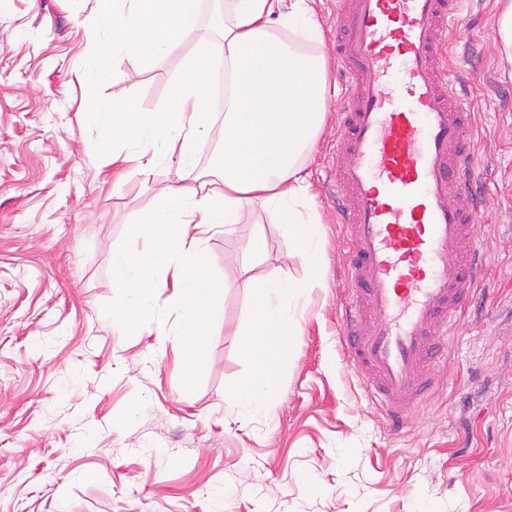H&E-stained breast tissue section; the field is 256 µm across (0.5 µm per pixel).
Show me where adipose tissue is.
<instances>
[{
	"label": "adipose tissue",
	"instance_id": "obj_1",
	"mask_svg": "<svg viewBox=\"0 0 512 512\" xmlns=\"http://www.w3.org/2000/svg\"><path fill=\"white\" fill-rule=\"evenodd\" d=\"M315 0H225L218 39L199 38L173 74L167 106L140 111L121 99L97 108L92 117L104 127L122 112L137 123L118 129L123 142L117 162L148 169L159 155L184 170L198 164V143L213 123L215 109L207 61L219 58L232 78L224 97V136L214 159L219 180L164 188L158 204L140 224L136 240L114 254L112 275L122 301L112 327L125 329L132 317L152 314L156 289L174 287L182 300L179 334L185 363H193L207 339L208 320L220 313L224 283L210 271L203 245L210 233H234L246 205L259 201L280 208L283 234L301 257L315 263L317 241L304 157L325 119L327 57L310 53L278 36L285 29L322 43ZM100 36L88 61L87 76L99 79L108 60L135 57L157 62L174 53L193 29L198 0H97ZM302 282L270 279L260 283L245 346L253 359L251 378L231 399L240 417L269 411L268 376L294 319L289 308L305 291Z\"/></svg>",
	"mask_w": 512,
	"mask_h": 512
}]
</instances>
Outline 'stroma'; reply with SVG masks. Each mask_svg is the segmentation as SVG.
<instances>
[{"mask_svg": "<svg viewBox=\"0 0 512 512\" xmlns=\"http://www.w3.org/2000/svg\"><path fill=\"white\" fill-rule=\"evenodd\" d=\"M502 0H470L453 47L471 83L485 203L474 227L486 274L437 364L438 389L393 432L339 340L341 228L328 196L341 87L307 161L324 274L296 307L270 377V416L227 402L254 362L244 347L255 289L306 280L274 208L247 207L205 244L222 313L185 384L173 289L157 328L114 331L112 255L163 188L213 179L214 123L195 169L158 159L112 181L111 131L87 102L134 98L160 111L197 36L160 63L125 59L88 84L96 0H0V512H512V65ZM262 235L265 250L252 256ZM505 1L499 20L500 51L512 64V1Z\"/></svg>", "mask_w": 512, "mask_h": 512, "instance_id": "35a3bbf8", "label": "stroma"}]
</instances>
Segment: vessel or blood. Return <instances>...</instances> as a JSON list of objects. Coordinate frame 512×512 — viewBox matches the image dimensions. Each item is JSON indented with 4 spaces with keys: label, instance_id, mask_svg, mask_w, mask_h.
Segmentation results:
<instances>
[{
    "label": "vessel or blood",
    "instance_id": "obj_1",
    "mask_svg": "<svg viewBox=\"0 0 512 512\" xmlns=\"http://www.w3.org/2000/svg\"><path fill=\"white\" fill-rule=\"evenodd\" d=\"M462 3L336 0L340 340L396 432L434 391L482 267L474 116L440 53L460 35Z\"/></svg>",
    "mask_w": 512,
    "mask_h": 512
}]
</instances>
